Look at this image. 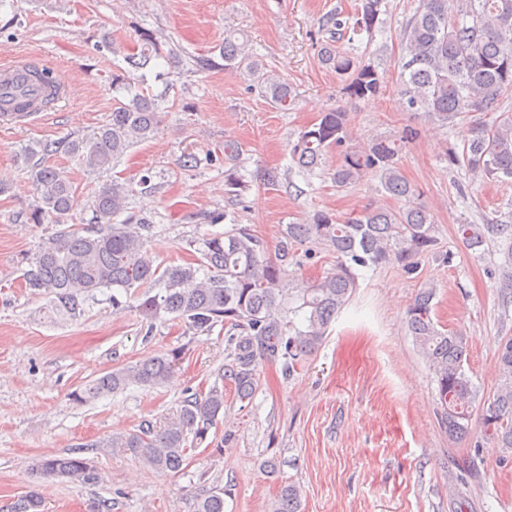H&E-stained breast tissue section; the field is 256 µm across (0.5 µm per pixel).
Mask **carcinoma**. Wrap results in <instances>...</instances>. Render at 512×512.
Here are the masks:
<instances>
[{
	"instance_id": "1",
	"label": "carcinoma",
	"mask_w": 512,
	"mask_h": 512,
	"mask_svg": "<svg viewBox=\"0 0 512 512\" xmlns=\"http://www.w3.org/2000/svg\"><path fill=\"white\" fill-rule=\"evenodd\" d=\"M419 0L406 21L403 53L396 65L400 101L404 110L421 112L432 123L452 127L470 111L489 114L470 132L461 152L449 156L457 168L487 179L512 181V113L502 111L512 94V0ZM389 0H361L357 14L331 13L322 20L318 56L321 64L345 82L346 92L364 99L380 94L385 75L374 63L342 49L344 38L373 35L387 14ZM238 29L224 31V44L213 57L195 59L201 70H231L257 88L269 103L284 111L295 103L292 86L266 68L247 50ZM140 51L125 56L133 69H145L162 56L160 41L149 31L140 34ZM346 112L334 110L303 127L290 144L295 173L317 175L328 153L340 160L329 172L337 187H346L371 175L385 194L404 201L398 209L371 204L340 219L328 211L315 213L306 224H289L278 253L248 227L235 226L199 242L201 258L184 264H166L148 248L153 224L128 210L131 182L116 175L91 196L93 226L68 228L42 240L22 271L24 287L49 299L58 321H75L97 291L112 288V309L123 311L128 300L152 321L160 312L174 315L185 327L209 331L219 323L227 328L222 379L235 400L252 401L259 383L260 364L282 362L293 374L304 357L317 350L336 314L358 287L357 267L371 268L396 261L408 269L414 259L436 245V224L423 206L411 202L415 189L402 175L397 157L417 132L409 129L399 141L377 138L356 150L348 147ZM161 115L154 100L135 93L124 102L114 98L112 112L87 141H46L23 157L39 195L28 214L30 224L52 216L62 223L78 206L75 183L51 163L63 151L78 157L92 172L109 170L134 145L151 138ZM241 147L224 143L225 194L240 205L249 185L237 171ZM37 162H32L35 155ZM457 233L468 249L487 242L497 247L500 288L512 294V224H460ZM318 241L336 254L334 268L304 288H289L288 257L303 243ZM159 292L151 294V289ZM122 291L126 300H120ZM434 288L422 287L408 311V329L416 347L433 370L441 422L451 440L472 432V404L476 388L464 370L468 339L463 333L438 328L432 317ZM179 353L173 351L114 369L73 392V400L118 393L131 386L157 388L173 374ZM499 384L482 411L484 431L495 447L512 450V339L500 343ZM224 415V389L217 385L193 393L175 416L156 429L144 424L112 436L102 447L129 454L152 471L176 475L188 466V435L203 438L208 426ZM38 477L95 476L93 460L80 456H48L33 465ZM301 491L291 482L281 485L271 512H300ZM11 512H45L40 494L29 491L14 502ZM196 512H224V493L213 492L197 502Z\"/></svg>"
}]
</instances>
